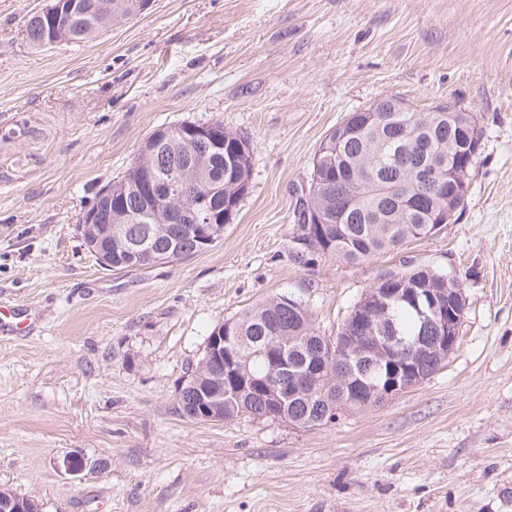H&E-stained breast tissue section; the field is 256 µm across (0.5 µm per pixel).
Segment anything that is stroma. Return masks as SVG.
<instances>
[{
	"label": "stroma",
	"instance_id": "1",
	"mask_svg": "<svg viewBox=\"0 0 512 512\" xmlns=\"http://www.w3.org/2000/svg\"><path fill=\"white\" fill-rule=\"evenodd\" d=\"M45 4L0 0V306L33 314L0 334V489L40 512H512V0H154L35 50ZM384 96L472 112L463 209L358 264L302 249L316 151ZM216 120L252 155L223 238L100 267L81 229L99 190L156 129ZM422 265L456 273L466 307L419 386L311 430L179 411L216 325L290 294L333 339L381 273Z\"/></svg>",
	"mask_w": 512,
	"mask_h": 512
}]
</instances>
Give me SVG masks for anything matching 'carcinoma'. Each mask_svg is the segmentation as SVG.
Here are the masks:
<instances>
[{
  "mask_svg": "<svg viewBox=\"0 0 512 512\" xmlns=\"http://www.w3.org/2000/svg\"><path fill=\"white\" fill-rule=\"evenodd\" d=\"M83 9L79 13L66 10L51 22L46 14L37 11L27 15L25 27L33 47L42 49L50 39L56 42H84L108 27L119 18L134 15L137 0H81ZM472 118L469 112H438L420 110L406 112L383 109L372 113V118L349 115L329 133L326 152L323 154L327 172L332 174L328 184L318 189L300 206L324 209L331 215L329 224H302V238L310 239L312 246L322 253L335 256L347 263H359L376 255L398 251L405 242L418 238L422 228L433 226V211L448 206L420 193L413 168V157L398 156L399 147L391 138L401 136L414 157L432 154L448 157V135L458 131L461 125ZM229 141L242 145L247 152L225 148L222 154L203 155L178 143L161 146L153 156L157 172L162 176L171 173L174 167H182L179 176L189 173L188 194L215 184L224 186V197L233 198L246 194L251 179V152L246 139L224 132ZM412 195L411 201L400 208H389L385 195ZM351 201L352 208L341 220H336V203ZM154 231L156 241L164 244L170 238L175 225L167 223L161 212L147 221ZM112 270L140 269L157 263L156 257L147 253L133 257L123 250H112L109 255ZM408 282L422 288L445 287V273L430 267H417L405 271ZM388 320L383 325V335L396 336L412 344L424 335V323L419 305L388 300ZM230 326L231 335L240 337L235 349L245 353L264 343V339L288 336L293 340L288 346L286 365L301 366L320 361V347L325 337L315 328L307 308L292 295L281 294L266 302L243 311L239 316L224 321ZM278 363L262 356L254 357L248 372L254 380L247 386L235 385L231 376L224 375V418L241 415L253 418H280L282 414L307 415L314 413V405L294 398L288 403L276 404L266 398L258 382L268 377L271 368ZM352 385L343 387L339 378L333 376L322 381L319 388L330 400L343 396L355 397L354 384L362 378V365H354Z\"/></svg>",
  "mask_w": 512,
  "mask_h": 512,
  "instance_id": "carcinoma-1",
  "label": "carcinoma"
}]
</instances>
